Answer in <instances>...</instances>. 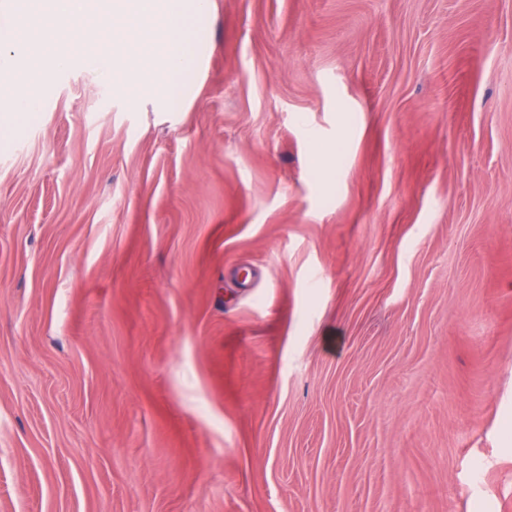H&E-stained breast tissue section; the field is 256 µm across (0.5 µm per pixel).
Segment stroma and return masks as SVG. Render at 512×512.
Wrapping results in <instances>:
<instances>
[{"mask_svg":"<svg viewBox=\"0 0 512 512\" xmlns=\"http://www.w3.org/2000/svg\"><path fill=\"white\" fill-rule=\"evenodd\" d=\"M194 53L16 76L0 512H512V0H210Z\"/></svg>","mask_w":512,"mask_h":512,"instance_id":"1","label":"stroma"}]
</instances>
